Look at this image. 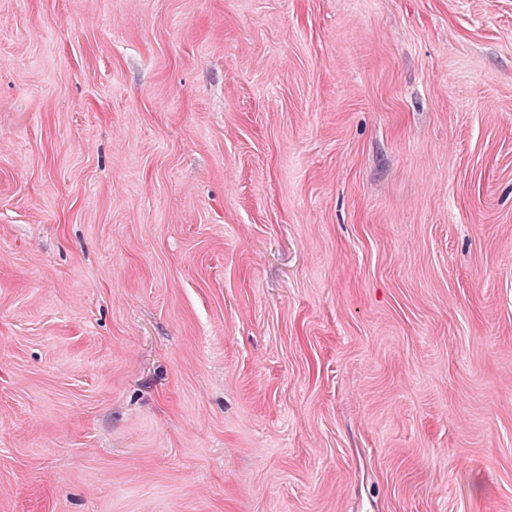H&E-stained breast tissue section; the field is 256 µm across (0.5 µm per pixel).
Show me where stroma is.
Instances as JSON below:
<instances>
[{
  "label": "stroma",
  "mask_w": 512,
  "mask_h": 512,
  "mask_svg": "<svg viewBox=\"0 0 512 512\" xmlns=\"http://www.w3.org/2000/svg\"><path fill=\"white\" fill-rule=\"evenodd\" d=\"M0 512H512V0H0Z\"/></svg>",
  "instance_id": "stroma-1"
}]
</instances>
